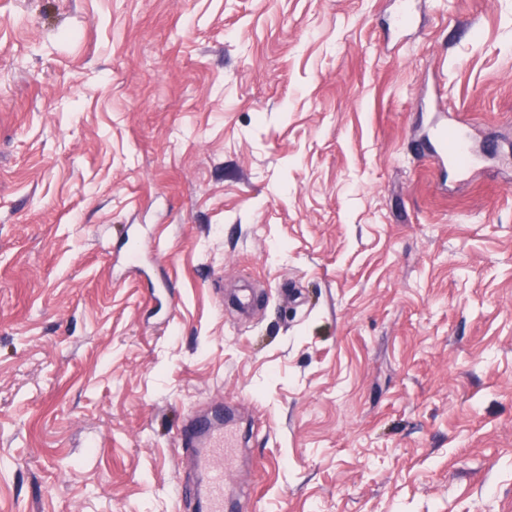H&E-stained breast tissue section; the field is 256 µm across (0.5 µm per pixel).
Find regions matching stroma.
<instances>
[{
    "label": "stroma",
    "mask_w": 512,
    "mask_h": 512,
    "mask_svg": "<svg viewBox=\"0 0 512 512\" xmlns=\"http://www.w3.org/2000/svg\"><path fill=\"white\" fill-rule=\"evenodd\" d=\"M414 3L0 0V512H174L225 399L251 512H512V0ZM448 146V127L438 132V141L442 153L448 158L452 167L460 172L466 173L476 164L477 157L470 144L467 130L463 127H455L450 135Z\"/></svg>",
    "instance_id": "stroma-1"
}]
</instances>
